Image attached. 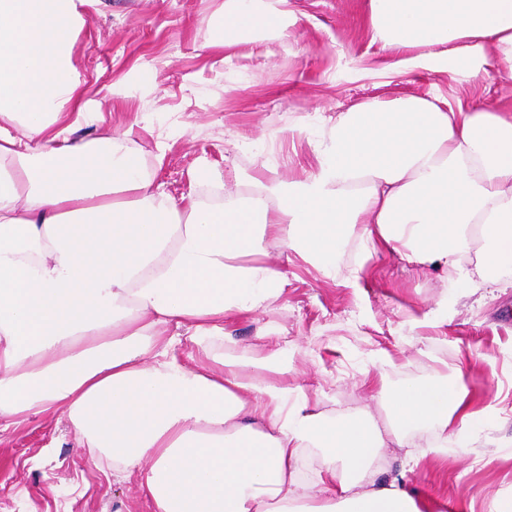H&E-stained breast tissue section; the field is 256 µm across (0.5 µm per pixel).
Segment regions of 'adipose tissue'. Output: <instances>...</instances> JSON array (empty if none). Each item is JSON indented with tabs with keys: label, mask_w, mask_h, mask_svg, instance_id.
<instances>
[{
	"label": "adipose tissue",
	"mask_w": 512,
	"mask_h": 512,
	"mask_svg": "<svg viewBox=\"0 0 512 512\" xmlns=\"http://www.w3.org/2000/svg\"><path fill=\"white\" fill-rule=\"evenodd\" d=\"M94 2L0 0V426L63 410L152 512H430L373 466L428 423L488 422L462 384L409 383L381 394L382 421H338L289 385L267 330L247 363L194 368L174 346L212 351L226 323L269 310L288 286L269 246L339 276L357 224L365 256L511 276L512 110L372 99L319 124L304 180L176 200L112 137L56 129L95 109L71 62ZM287 5L224 0L217 45L284 35ZM367 21L398 73L512 79V0H368Z\"/></svg>",
	"instance_id": "adipose-tissue-1"
}]
</instances>
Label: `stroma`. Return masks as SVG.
<instances>
[{
    "label": "stroma",
    "instance_id": "obj_1",
    "mask_svg": "<svg viewBox=\"0 0 512 512\" xmlns=\"http://www.w3.org/2000/svg\"><path fill=\"white\" fill-rule=\"evenodd\" d=\"M288 34L259 45L215 46L224 0H103L88 8L73 60L97 115L61 126L75 138L110 135L135 154L169 196L217 201L226 184L276 186L314 171L319 118L371 98L436 95L449 102L512 105V80L493 84L448 72L383 76L395 60L372 40L367 0H292ZM208 161L216 175L191 185ZM288 288L267 313L228 329L224 354L250 358L259 329L285 345L288 380L324 399L330 415L383 414L370 384L395 389L437 371L463 380L474 410L509 407L482 431L449 435L444 453L405 464L383 449L378 481L406 472L435 512L512 491V284L472 288L456 276L404 270L396 254L367 260L355 279L333 281L301 260L285 265ZM435 312L440 326L428 324ZM0 512H149L136 479L92 460L65 414H42L0 431Z\"/></svg>",
    "mask_w": 512,
    "mask_h": 512
}]
</instances>
